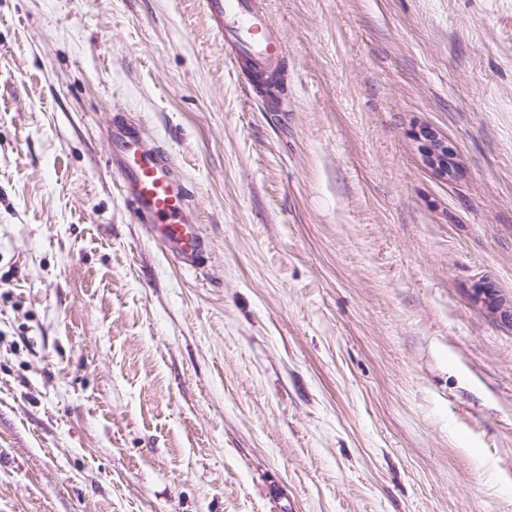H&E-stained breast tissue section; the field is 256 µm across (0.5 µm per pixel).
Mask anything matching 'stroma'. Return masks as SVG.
<instances>
[{
	"label": "stroma",
	"instance_id": "35a3bbf8",
	"mask_svg": "<svg viewBox=\"0 0 512 512\" xmlns=\"http://www.w3.org/2000/svg\"><path fill=\"white\" fill-rule=\"evenodd\" d=\"M264 3L277 104L205 0H0V512H512V0ZM112 164L140 224L182 263L191 265L202 251L189 189L174 155L148 141L141 126L122 116L112 120ZM423 137L426 141L425 157L428 166L446 180L453 179L457 170L455 172L450 168L448 171V156H450L451 150L447 140L430 130L424 131ZM471 299L475 305H480L485 308L491 314H500V318L504 320L511 319L512 322V310L509 311L502 308V303L497 298V294L494 288H488L486 286H479L472 289Z\"/></svg>",
	"mask_w": 512,
	"mask_h": 512
}]
</instances>
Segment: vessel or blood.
<instances>
[{
	"instance_id": "b4317fda",
	"label": "vessel or blood",
	"mask_w": 512,
	"mask_h": 512,
	"mask_svg": "<svg viewBox=\"0 0 512 512\" xmlns=\"http://www.w3.org/2000/svg\"><path fill=\"white\" fill-rule=\"evenodd\" d=\"M217 21L230 60L252 84L280 74L287 46L262 0H206ZM112 163L141 224L182 263L195 262L202 251L197 217L188 186L174 155L148 141L141 126L115 117L111 127Z\"/></svg>"
}]
</instances>
